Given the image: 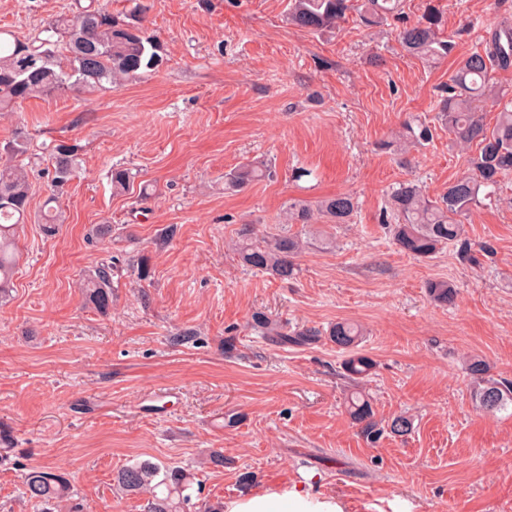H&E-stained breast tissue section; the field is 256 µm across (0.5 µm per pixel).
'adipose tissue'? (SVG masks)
Listing matches in <instances>:
<instances>
[{
  "instance_id": "ef3b65f1",
  "label": "adipose tissue",
  "mask_w": 512,
  "mask_h": 512,
  "mask_svg": "<svg viewBox=\"0 0 512 512\" xmlns=\"http://www.w3.org/2000/svg\"><path fill=\"white\" fill-rule=\"evenodd\" d=\"M224 512H342L335 497L304 487L252 492L226 501Z\"/></svg>"
}]
</instances>
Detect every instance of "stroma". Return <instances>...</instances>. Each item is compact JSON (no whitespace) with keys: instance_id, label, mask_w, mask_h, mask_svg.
<instances>
[{"instance_id":"stroma-1","label":"stroma","mask_w":512,"mask_h":512,"mask_svg":"<svg viewBox=\"0 0 512 512\" xmlns=\"http://www.w3.org/2000/svg\"><path fill=\"white\" fill-rule=\"evenodd\" d=\"M164 63L120 89L55 91L0 112V163L25 143L30 216L19 230L11 296L0 304V512H40L24 494L28 470L51 466L73 487L57 512H143L114 478L137 461L195 476L184 512L249 492L304 486L343 512H512V405L485 413L467 362L512 379V176L463 222L478 265L449 246L429 259L400 251L380 215L395 184L418 179L430 198L467 172L472 148L447 132L395 155L384 141L404 122L436 124L437 94L491 30L512 25V0H438L455 48L429 64L396 33L348 13L329 32L289 25L288 0H142ZM74 0H0V29L38 35ZM77 146L80 169L59 194L63 224L45 237L51 150ZM270 178L239 191L224 175L253 161ZM132 172L112 190V168ZM340 193L350 221L289 224L290 203ZM108 224L98 246L86 236ZM290 234L303 247L294 279L243 266L235 245ZM121 269L107 313L81 281L101 259ZM445 280L454 303L430 301ZM262 311L289 329L362 326L375 363L350 379L328 337L308 346L259 336ZM194 337L177 341L178 333ZM354 389L374 419L410 420L407 435L370 443L349 416ZM224 456L208 463L209 452Z\"/></svg>"}]
</instances>
